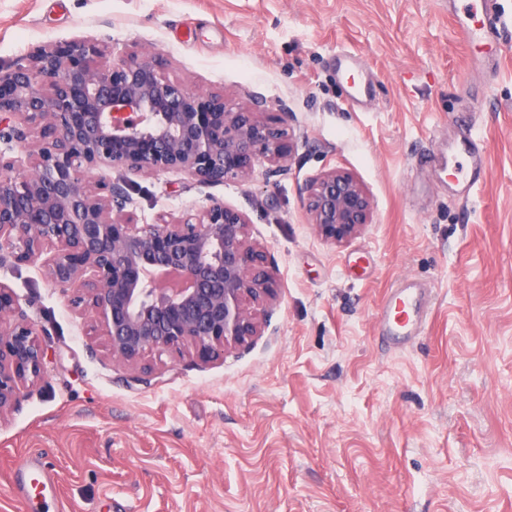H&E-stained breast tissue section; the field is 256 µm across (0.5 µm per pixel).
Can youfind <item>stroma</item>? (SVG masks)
<instances>
[{
	"label": "stroma",
	"mask_w": 512,
	"mask_h": 512,
	"mask_svg": "<svg viewBox=\"0 0 512 512\" xmlns=\"http://www.w3.org/2000/svg\"><path fill=\"white\" fill-rule=\"evenodd\" d=\"M74 40L153 52L170 80L286 131L287 170L249 183L127 185L142 224L214 200L247 214L278 299L224 356L131 367L40 263L1 261L48 357L0 415V512H512V23L471 49L446 0H0V65ZM342 50L355 69L337 70ZM472 117L487 175L465 200L430 152ZM333 168L372 203L336 244L305 208ZM403 278L430 288V321L385 349L379 306ZM32 454L57 487L30 506L10 488Z\"/></svg>",
	"instance_id": "35a3bbf8"
}]
</instances>
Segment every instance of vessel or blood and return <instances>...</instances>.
Here are the masks:
<instances>
[{"label": "vessel or blood", "instance_id": "vessel-or-blood-1", "mask_svg": "<svg viewBox=\"0 0 512 512\" xmlns=\"http://www.w3.org/2000/svg\"><path fill=\"white\" fill-rule=\"evenodd\" d=\"M483 13L481 20H473L470 13L454 11L453 21L459 35L465 41L487 39L493 28L503 22L495 11L493 0H482ZM465 149L467 161L464 164L449 165L448 153L436 150L433 154L435 163L440 170L451 173L450 185L462 197L470 196L479 181L486 174L485 143L475 137L472 131H465L460 138ZM429 310L426 306V291L415 284L402 279L390 288L386 294L382 311L377 321V331L382 341L387 344L411 343L421 332L428 321ZM53 483L52 476L36 462H27L20 488L27 493H35L46 489Z\"/></svg>", "mask_w": 512, "mask_h": 512}]
</instances>
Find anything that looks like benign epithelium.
Listing matches in <instances>:
<instances>
[{
    "label": "benign epithelium",
    "mask_w": 512,
    "mask_h": 512,
    "mask_svg": "<svg viewBox=\"0 0 512 512\" xmlns=\"http://www.w3.org/2000/svg\"><path fill=\"white\" fill-rule=\"evenodd\" d=\"M94 42H58L0 66V260L42 261L47 281L78 290L98 312L112 358L194 347L203 359L260 333L255 309L275 298L267 253L246 214L215 201L176 222L142 226L128 209L131 175L181 172L201 185L250 181L287 160L282 133L224 97L166 78L155 55L107 64ZM118 176L86 179L94 170ZM306 209L336 243L370 223L371 201L350 174L313 183ZM51 257L41 260L45 252ZM0 283V416L41 375L45 347Z\"/></svg>",
    "instance_id": "benign-epithelium-1"
}]
</instances>
